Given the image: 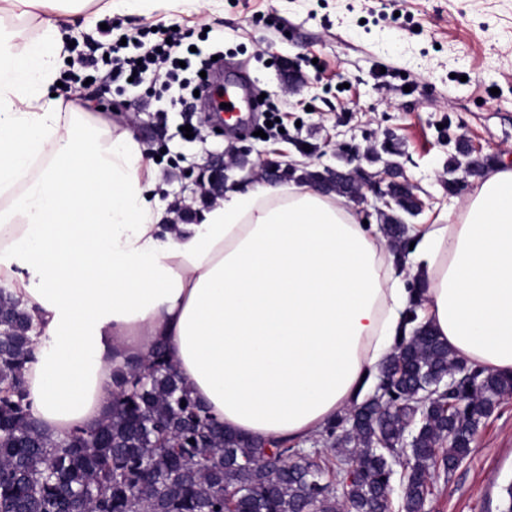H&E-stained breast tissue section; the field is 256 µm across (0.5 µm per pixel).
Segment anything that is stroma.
I'll return each mask as SVG.
<instances>
[{
  "instance_id": "obj_1",
  "label": "stroma",
  "mask_w": 512,
  "mask_h": 512,
  "mask_svg": "<svg viewBox=\"0 0 512 512\" xmlns=\"http://www.w3.org/2000/svg\"><path fill=\"white\" fill-rule=\"evenodd\" d=\"M111 20L128 34L172 23L208 31L200 50L223 52L281 110L280 135L209 126L186 141L179 129L196 119L194 110L162 118L158 102L139 89L78 92L90 111L132 128L155 159L164 203L184 198L200 210L211 206L188 175L235 147L251 150L247 169L232 174L244 188L259 160L332 166L338 145L363 152L391 135L401 148L397 161L425 203L417 223L442 224L476 185L465 177L456 194L448 192L444 170L457 138L512 168V0H146L141 8L115 5ZM273 55L297 70V89L288 86V69L270 64ZM302 142L311 153L299 151ZM511 485L512 394L483 419L470 455L433 478L428 512H502Z\"/></svg>"
}]
</instances>
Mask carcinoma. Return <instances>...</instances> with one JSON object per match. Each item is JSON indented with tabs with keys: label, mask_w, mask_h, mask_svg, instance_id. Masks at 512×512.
I'll return each mask as SVG.
<instances>
[{
	"label": "carcinoma",
	"mask_w": 512,
	"mask_h": 512,
	"mask_svg": "<svg viewBox=\"0 0 512 512\" xmlns=\"http://www.w3.org/2000/svg\"><path fill=\"white\" fill-rule=\"evenodd\" d=\"M490 160L467 162L462 148L445 169L448 193L481 176ZM280 177L348 192L340 173L281 169ZM393 208L379 213L395 253L406 250L396 217L415 209L412 188L391 185ZM39 332L33 315L0 288V512H392L393 466L403 464L401 512H422L433 473L467 457L483 418L512 376L451 358L428 327L398 342L374 395L326 428L337 456L287 462L293 448H264L232 434L185 388L162 350L118 371L115 397L91 431L50 438L24 387ZM454 373V387L440 389ZM353 469L336 489L326 476Z\"/></svg>",
	"instance_id": "1"
}]
</instances>
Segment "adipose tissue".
<instances>
[{
	"label": "adipose tissue",
	"mask_w": 512,
	"mask_h": 512,
	"mask_svg": "<svg viewBox=\"0 0 512 512\" xmlns=\"http://www.w3.org/2000/svg\"><path fill=\"white\" fill-rule=\"evenodd\" d=\"M94 2L0 0V284L41 331L25 379L49 437L96 428L115 371L160 346L225 428L307 441L375 387L415 298L452 356L512 375V168L453 223L406 225L402 255L307 183L232 188L174 223L131 129L41 100L61 24L113 7Z\"/></svg>",
	"instance_id": "adipose-tissue-1"
}]
</instances>
